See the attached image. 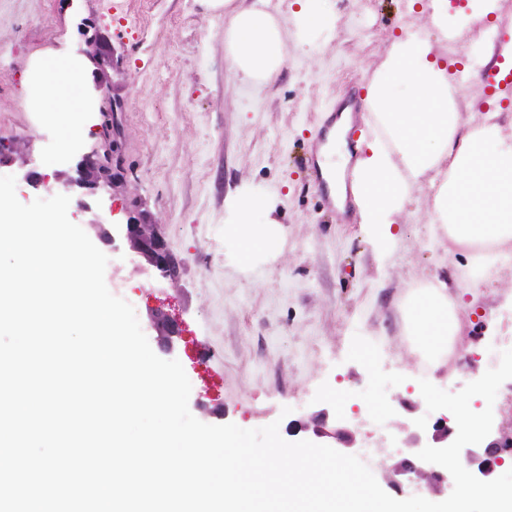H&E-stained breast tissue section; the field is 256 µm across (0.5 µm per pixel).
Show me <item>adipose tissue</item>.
Wrapping results in <instances>:
<instances>
[{
	"label": "adipose tissue",
	"instance_id": "ef3b65f1",
	"mask_svg": "<svg viewBox=\"0 0 512 512\" xmlns=\"http://www.w3.org/2000/svg\"><path fill=\"white\" fill-rule=\"evenodd\" d=\"M224 14V59L231 77L268 82L286 64L284 35L293 24L298 46L331 30L330 0H205ZM496 70L497 80L512 71V38L485 44L464 73L448 70L433 52L427 31H405L392 41L384 74L367 90L373 135L354 168V197L362 224L373 237L393 245L395 217L410 190L429 180L435 187L432 224L466 254L473 271L486 272L512 257V110L497 107L481 124L461 122L448 98L459 79H480ZM88 70L83 58L39 57L29 73L33 108L65 129L62 151H69L90 110ZM228 232L247 248L266 254L281 245L271 198L244 190L230 198ZM463 309L447 282L431 281L411 292L402 314L412 336L438 355L459 327Z\"/></svg>",
	"mask_w": 512,
	"mask_h": 512
}]
</instances>
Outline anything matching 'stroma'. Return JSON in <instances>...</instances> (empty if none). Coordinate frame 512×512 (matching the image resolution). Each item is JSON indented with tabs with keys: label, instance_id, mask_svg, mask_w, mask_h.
Here are the masks:
<instances>
[{
	"label": "stroma",
	"instance_id": "35a3bbf8",
	"mask_svg": "<svg viewBox=\"0 0 512 512\" xmlns=\"http://www.w3.org/2000/svg\"><path fill=\"white\" fill-rule=\"evenodd\" d=\"M334 10L331 32L311 50L289 48L278 78L254 86L229 76L224 16L203 0H0V175L15 177L25 204L68 194L77 156L104 146L109 101L121 100L123 176L87 196L86 208L69 206L68 217L107 255V287L133 305L155 354L182 364L191 413L246 429L276 421L290 441L294 423L325 408L349 420L355 456L374 417L391 415L398 436L369 464L384 487L410 455L412 422L427 417L430 434L437 420L419 393L423 354L401 301L431 276L455 273L469 306L456 344L487 371L512 348V260L471 287L467 259L433 231L426 184L398 217L393 255L358 218L331 222L304 166L309 142L346 85L378 76L396 33L426 25L405 0H336ZM91 33L116 60L111 92L96 96L62 155L60 126L30 110L28 72L38 56L80 54ZM245 188L272 199L283 234L277 253L248 262L224 224L228 197ZM144 214L176 260L171 277L155 274L122 233L102 235ZM158 311L181 323L173 349L151 324ZM362 389L368 399L355 404L348 394Z\"/></svg>",
	"mask_w": 512,
	"mask_h": 512
}]
</instances>
